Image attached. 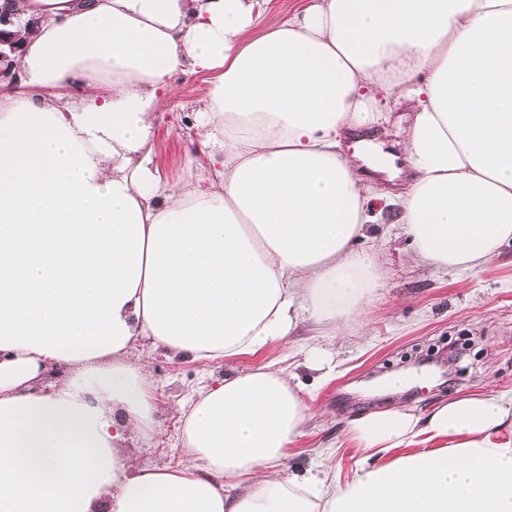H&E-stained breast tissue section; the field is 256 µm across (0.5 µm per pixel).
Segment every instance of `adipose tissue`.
Segmentation results:
<instances>
[{"instance_id": "1", "label": "adipose tissue", "mask_w": 512, "mask_h": 512, "mask_svg": "<svg viewBox=\"0 0 512 512\" xmlns=\"http://www.w3.org/2000/svg\"><path fill=\"white\" fill-rule=\"evenodd\" d=\"M24 23L0 91V512H512V400L354 420L349 481L296 473L310 412L265 363L160 433L157 352L227 362L311 320L347 335L382 278L358 250L373 174L397 194L414 262L484 268L512 243V0H15ZM208 79L194 114L209 186L156 168L152 118L175 73ZM397 153L345 151V131ZM149 340L131 357L136 337ZM61 369L54 382L46 367Z\"/></svg>"}]
</instances>
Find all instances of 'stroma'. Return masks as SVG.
Instances as JSON below:
<instances>
[{
  "instance_id": "1",
  "label": "stroma",
  "mask_w": 512,
  "mask_h": 512,
  "mask_svg": "<svg viewBox=\"0 0 512 512\" xmlns=\"http://www.w3.org/2000/svg\"><path fill=\"white\" fill-rule=\"evenodd\" d=\"M206 76L192 70L175 79L178 94L165 99L154 121L156 165L164 179L178 182L196 138L193 113ZM394 209L370 225L361 250L375 253L385 275L363 307L351 335L323 336L311 322L300 324L288 347H268L234 364L179 360L155 354L148 374L158 390L160 435L140 449L143 463L172 467L179 461L175 443L177 411L188 395L229 369L275 362L295 373L312 412L306 433L292 449L295 469L330 461L340 479H349L361 457L351 423L363 416L405 405L429 413L448 400L481 392L512 395V245L486 267L443 271L410 258V247ZM331 356L333 377L325 381L304 360L312 349ZM395 371L426 372L427 386L405 394L374 388Z\"/></svg>"
}]
</instances>
